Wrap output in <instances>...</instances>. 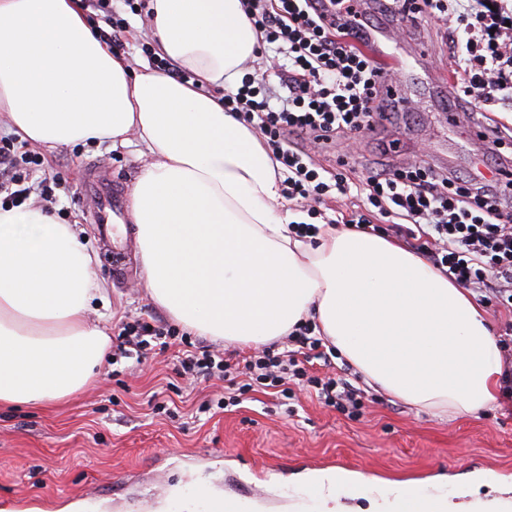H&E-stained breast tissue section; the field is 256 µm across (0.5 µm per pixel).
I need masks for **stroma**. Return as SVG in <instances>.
<instances>
[{
	"label": "stroma",
	"instance_id": "obj_1",
	"mask_svg": "<svg viewBox=\"0 0 512 512\" xmlns=\"http://www.w3.org/2000/svg\"><path fill=\"white\" fill-rule=\"evenodd\" d=\"M373 23L384 51L404 61L401 81L418 110L365 134L356 159L339 141L314 154L315 164L333 172L348 160L356 180L385 158L397 165L423 161L469 178L489 173L491 159L471 139L470 126L480 120L499 128L503 122L496 112L465 103L457 122L449 123L434 90L448 57L420 52L441 42L442 28L422 20L402 32L380 16ZM382 142L397 143L398 152L382 156ZM44 158L48 174L70 188L54 204L55 217L83 230L107 288L95 306L108 325L145 310L171 326L145 294L133 233L125 235L130 273L113 274L92 220L93 201L80 186L85 170L101 166L114 184L130 191L147 160L142 145L78 143ZM332 371L362 390L359 417L322 405L309 389L297 392L291 416L261 391L248 393L232 410L218 409L228 393L224 382L179 376L171 350L119 373L104 362L87 390L58 404L0 406V512H133L142 502L153 504L154 512H169L173 498L194 488L239 498L251 512H317L296 473L341 468L406 485L419 496L452 492V485L438 486L443 475L461 478L478 469L512 474L511 398L501 395L481 414L448 419L376 390L343 357L334 358ZM153 396L166 402L167 411L153 412Z\"/></svg>",
	"mask_w": 512,
	"mask_h": 512
}]
</instances>
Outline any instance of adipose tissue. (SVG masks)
I'll use <instances>...</instances> for the list:
<instances>
[{"mask_svg":"<svg viewBox=\"0 0 512 512\" xmlns=\"http://www.w3.org/2000/svg\"><path fill=\"white\" fill-rule=\"evenodd\" d=\"M159 54L182 82L129 61L93 32L82 0H0V112L12 134L51 149L138 138L151 156L132 186L149 299L201 336L263 345L312 322L368 384L420 410L457 415L496 399L501 350L471 294L422 256L335 224L313 239L278 162L226 112L258 34L241 0H150ZM79 230L42 207L0 209V404L82 391L109 345ZM307 483L319 512H512V483L480 472L457 496H409L344 469ZM348 489L347 506L339 489Z\"/></svg>","mask_w":512,"mask_h":512,"instance_id":"1","label":"adipose tissue"}]
</instances>
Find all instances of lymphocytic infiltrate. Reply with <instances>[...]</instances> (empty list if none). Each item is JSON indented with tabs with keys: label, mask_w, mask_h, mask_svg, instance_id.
Instances as JSON below:
<instances>
[{
	"label": "lymphocytic infiltrate",
	"mask_w": 512,
	"mask_h": 512,
	"mask_svg": "<svg viewBox=\"0 0 512 512\" xmlns=\"http://www.w3.org/2000/svg\"><path fill=\"white\" fill-rule=\"evenodd\" d=\"M375 3L380 14L410 27L423 17L448 26L456 94L487 110L512 106V0ZM360 6V0H243L260 34L259 61L246 64L239 85L225 91L224 109L261 136L281 167L284 193L306 212V220L289 223L292 234H316L313 220L327 197L363 193L365 208L352 212L344 226L404 238L451 280L512 312V210L501 206L499 178L474 181L421 164H383L355 182L340 172L325 175L311 158L336 140L374 129L393 110L377 103L382 71L360 47L370 31ZM275 53L283 57L277 93L261 69ZM43 168L39 152L1 137L0 202L22 205L31 195V177ZM173 339L183 347L180 374L236 379L240 393L276 388L286 399L293 398V386H307L325 406L350 416L363 407L359 388L309 374L308 363L324 353L308 322L289 334L286 347L273 343L240 360L138 316L116 324L112 358L142 360Z\"/></svg>",
	"instance_id": "lymphocytic-infiltrate-1"
}]
</instances>
